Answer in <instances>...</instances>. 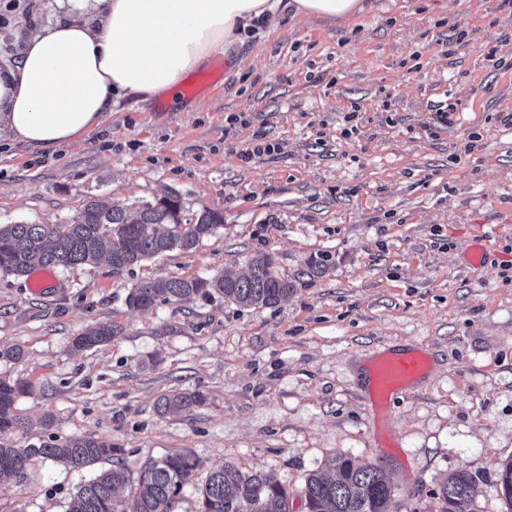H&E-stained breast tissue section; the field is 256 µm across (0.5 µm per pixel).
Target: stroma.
Here are the masks:
<instances>
[{
	"label": "stroma",
	"mask_w": 512,
	"mask_h": 512,
	"mask_svg": "<svg viewBox=\"0 0 512 512\" xmlns=\"http://www.w3.org/2000/svg\"><path fill=\"white\" fill-rule=\"evenodd\" d=\"M350 19H283L234 48L224 85L193 100L130 94L85 138L45 151L0 133V224H69L85 202L151 201L177 191L224 227L191 253L113 271L55 268L33 291L0 274V378L29 386L10 448L87 435L123 450L130 472L182 450L200 461L180 512H197L213 467L260 471L304 512L306 477L335 456L380 466L390 512H440L452 472L485 474L476 512H507L497 473L512 458V7L502 0H370ZM55 0H0V68ZM497 48L504 66L486 53ZM452 124L431 127L436 106ZM360 113L354 124L344 117ZM240 116L230 124V116ZM270 153L246 158L255 134ZM496 255L463 266L471 240ZM260 252L323 277L273 307L222 298L130 309L147 278L244 271ZM112 342L74 351L89 324ZM389 345L419 346L428 373L380 401L363 376ZM202 405L160 414L173 389ZM88 470L32 461L0 479V512H64Z\"/></svg>",
	"instance_id": "obj_1"
}]
</instances>
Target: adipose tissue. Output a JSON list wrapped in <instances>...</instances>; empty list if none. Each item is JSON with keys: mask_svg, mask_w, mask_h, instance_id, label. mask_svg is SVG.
<instances>
[{"mask_svg": "<svg viewBox=\"0 0 512 512\" xmlns=\"http://www.w3.org/2000/svg\"><path fill=\"white\" fill-rule=\"evenodd\" d=\"M17 66L0 70V130L53 149L97 128L115 98L156 96L286 16L346 18L364 0H56Z\"/></svg>", "mask_w": 512, "mask_h": 512, "instance_id": "ef3b65f1", "label": "adipose tissue"}]
</instances>
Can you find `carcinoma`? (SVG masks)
Here are the masks:
<instances>
[{"label": "carcinoma", "mask_w": 512, "mask_h": 512, "mask_svg": "<svg viewBox=\"0 0 512 512\" xmlns=\"http://www.w3.org/2000/svg\"><path fill=\"white\" fill-rule=\"evenodd\" d=\"M224 227V215L214 209L187 210L181 195L163 191L152 202L134 205L89 200L71 224L0 225V274L23 276L35 267H74L105 257L120 271L178 249L194 251L206 237ZM327 256L308 261L293 277L276 271L274 258L261 253L242 275L209 278L171 276L149 279L131 289L129 307L148 311L157 302H181L215 295L243 308L269 307L294 293L296 283L323 276ZM118 326L98 322L76 336L77 350L112 342ZM28 390L20 381L0 380V436L22 424L15 404ZM199 392L175 391L159 400L162 413L190 410L202 404ZM120 449L106 439L72 436L57 444L30 448L0 445V478L22 483L32 459L60 462L81 471L101 462L112 467L82 483L65 512H178L184 488L190 484L197 460L188 452L166 454L144 461L135 484H130ZM480 471L460 470L448 475L440 488L441 512H474L473 493ZM502 496L512 512V461L497 474ZM130 486L126 499L117 491ZM305 512H389L394 495L381 468L348 457H335L326 469L310 474L301 490ZM198 512H290L288 490L260 471L243 474L226 463L214 470L199 493Z\"/></svg>", "instance_id": "obj_1"}]
</instances>
